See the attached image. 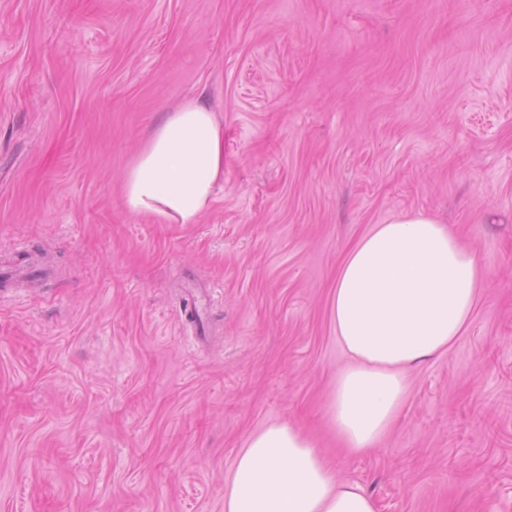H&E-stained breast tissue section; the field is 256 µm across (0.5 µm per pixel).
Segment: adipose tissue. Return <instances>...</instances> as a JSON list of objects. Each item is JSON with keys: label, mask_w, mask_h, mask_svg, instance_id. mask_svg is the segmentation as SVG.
Instances as JSON below:
<instances>
[{"label": "adipose tissue", "mask_w": 512, "mask_h": 512, "mask_svg": "<svg viewBox=\"0 0 512 512\" xmlns=\"http://www.w3.org/2000/svg\"><path fill=\"white\" fill-rule=\"evenodd\" d=\"M133 214L191 224L224 188V129L200 98L164 115L123 177ZM482 266L447 225L416 212L376 225L344 258L333 290L336 337L350 363L329 419L354 452L374 447L403 405L407 372L449 351L470 322ZM225 512H377L341 482L317 446L286 423L254 433L236 457Z\"/></svg>", "instance_id": "ef3b65f1"}]
</instances>
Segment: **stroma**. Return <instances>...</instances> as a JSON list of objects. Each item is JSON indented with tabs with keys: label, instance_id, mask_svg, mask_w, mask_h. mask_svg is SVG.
<instances>
[{
	"label": "stroma",
	"instance_id": "1",
	"mask_svg": "<svg viewBox=\"0 0 512 512\" xmlns=\"http://www.w3.org/2000/svg\"><path fill=\"white\" fill-rule=\"evenodd\" d=\"M188 96L224 189L193 224L130 214L122 175ZM418 211L484 286L354 453L332 289ZM25 251L48 276L0 288V512H224L272 422L378 512H512V0H0V274Z\"/></svg>",
	"mask_w": 512,
	"mask_h": 512
}]
</instances>
